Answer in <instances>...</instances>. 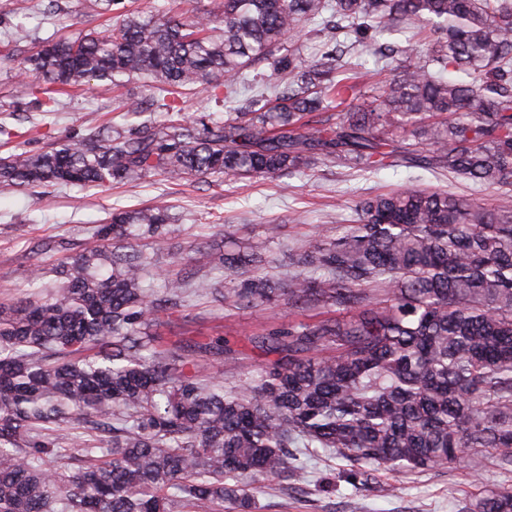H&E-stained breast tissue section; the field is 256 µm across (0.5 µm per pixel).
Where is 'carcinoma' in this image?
<instances>
[{
  "mask_svg": "<svg viewBox=\"0 0 512 512\" xmlns=\"http://www.w3.org/2000/svg\"><path fill=\"white\" fill-rule=\"evenodd\" d=\"M106 33L47 42L24 61L55 111L90 82L147 80L159 123L103 125L39 153L0 158V186L106 187L224 174L274 179L326 161L364 171L395 163L497 191L490 207L450 190L366 198L356 223L323 227L286 264L281 225L211 273L182 268L145 286L141 239L169 249L170 207L112 214L87 230L61 282L0 304V512H259L261 479L297 477L332 455L424 472L462 465L512 472V0H222ZM319 22L312 59L280 54ZM428 30L375 91L353 62L385 28ZM288 84L215 120L182 111L197 87L219 101L264 69ZM235 309L288 304L351 312L256 337L278 354L256 373L206 382L195 355L224 338L163 348L148 328L192 296ZM77 469L54 464L62 441ZM461 512H512V485Z\"/></svg>",
  "mask_w": 512,
  "mask_h": 512,
  "instance_id": "1",
  "label": "carcinoma"
}]
</instances>
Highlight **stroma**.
I'll return each instance as SVG.
<instances>
[{
  "mask_svg": "<svg viewBox=\"0 0 512 512\" xmlns=\"http://www.w3.org/2000/svg\"><path fill=\"white\" fill-rule=\"evenodd\" d=\"M118 22L116 13L92 9L89 0H0V123L23 132L48 122L62 138L101 122L123 127L117 104L126 98L148 102L152 90L143 81L118 88L95 83L90 90L61 97L56 112L46 117L36 110L31 81L21 73L25 57L44 42L90 30L102 32ZM426 186L472 192L489 205L497 202L493 190L477 192L463 181L418 168H383L370 174L334 163L304 168L279 180L216 175L171 183L145 177L109 189L0 188V303L28 297L37 266L44 271L43 285L55 288L58 264L80 250L87 227L105 223L116 210L170 206L172 240L188 250L192 268L203 273L210 267L216 243L224 239L242 246L260 237L264 225H281L282 233L270 250L284 262L318 227L353 223L361 198ZM300 319L282 302L237 310L196 298L170 317L164 338L173 344L186 331L197 341L224 335L237 358V373L244 374L275 359L274 353L255 343L257 334ZM343 467L341 460L322 456L312 459L306 472L287 487L265 482L258 495L261 512H460L463 504L473 503L483 490L504 481L493 468L476 482L461 466L410 475L374 465L367 469L368 481L349 482L342 476ZM383 485L393 486V494L380 495Z\"/></svg>",
  "mask_w": 512,
  "mask_h": 512,
  "instance_id": "1",
  "label": "stroma"
}]
</instances>
